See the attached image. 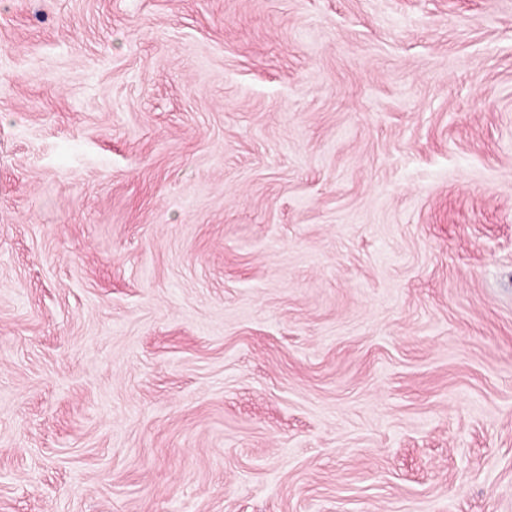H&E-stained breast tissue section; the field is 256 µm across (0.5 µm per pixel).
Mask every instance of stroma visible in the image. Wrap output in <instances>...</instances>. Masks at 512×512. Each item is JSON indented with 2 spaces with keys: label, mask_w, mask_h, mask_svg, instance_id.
<instances>
[{
  "label": "stroma",
  "mask_w": 512,
  "mask_h": 512,
  "mask_svg": "<svg viewBox=\"0 0 512 512\" xmlns=\"http://www.w3.org/2000/svg\"><path fill=\"white\" fill-rule=\"evenodd\" d=\"M0 512H512V0H0Z\"/></svg>",
  "instance_id": "1"
}]
</instances>
